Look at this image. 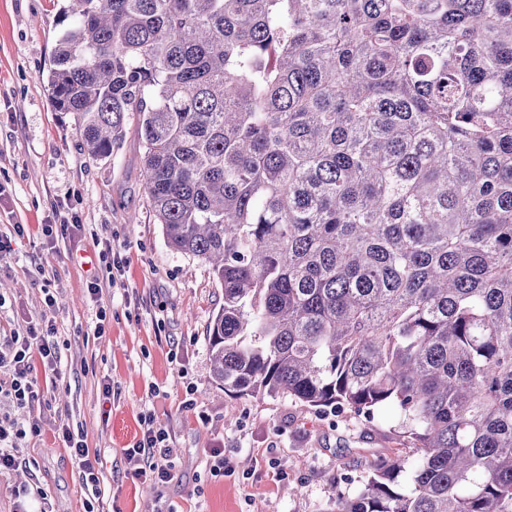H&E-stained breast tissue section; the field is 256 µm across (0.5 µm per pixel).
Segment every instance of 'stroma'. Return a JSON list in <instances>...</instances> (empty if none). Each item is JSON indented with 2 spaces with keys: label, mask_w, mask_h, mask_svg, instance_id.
I'll list each match as a JSON object with an SVG mask.
<instances>
[{
  "label": "stroma",
  "mask_w": 512,
  "mask_h": 512,
  "mask_svg": "<svg viewBox=\"0 0 512 512\" xmlns=\"http://www.w3.org/2000/svg\"><path fill=\"white\" fill-rule=\"evenodd\" d=\"M62 5L0 0V235L25 227L0 256V341L46 312L58 340L57 378L39 363L32 372L49 390L46 404L0 402V414L41 422L40 436L19 444L23 467L0 475V512H15L19 491L39 489L53 512H332L374 462L415 459L392 408L369 417L288 396L238 397L214 382L208 333L224 290L208 266L168 246L143 188L136 122L111 157L94 160L73 118L51 101L47 74ZM60 203L74 209L82 231L51 242L41 227L55 221ZM106 241L126 261L113 285L99 258ZM95 277L103 286L93 299L87 286ZM99 311L101 337L93 334ZM145 414L177 452L176 476L164 485L135 478L125 455ZM62 422L99 454L98 499L57 438ZM215 448L234 474L211 476Z\"/></svg>",
  "instance_id": "1"
}]
</instances>
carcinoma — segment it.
<instances>
[{
	"label": "carcinoma",
	"instance_id": "1",
	"mask_svg": "<svg viewBox=\"0 0 512 512\" xmlns=\"http://www.w3.org/2000/svg\"><path fill=\"white\" fill-rule=\"evenodd\" d=\"M66 2L52 103L94 159L136 119L214 381L398 408L336 512H512V0Z\"/></svg>",
	"mask_w": 512,
	"mask_h": 512
}]
</instances>
